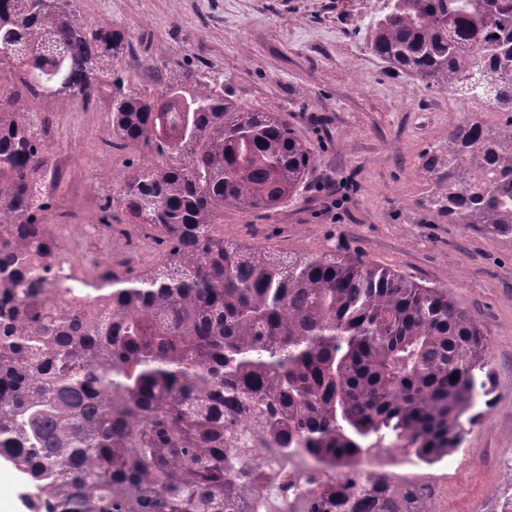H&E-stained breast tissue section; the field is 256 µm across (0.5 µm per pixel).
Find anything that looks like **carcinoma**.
Wrapping results in <instances>:
<instances>
[{"label":"carcinoma","instance_id":"obj_1","mask_svg":"<svg viewBox=\"0 0 512 512\" xmlns=\"http://www.w3.org/2000/svg\"><path fill=\"white\" fill-rule=\"evenodd\" d=\"M73 0H0V459L31 512H251L262 448L345 474L311 512H431L358 466L373 448L433 465L490 407L486 337L448 289L334 252L224 240V210L295 197L313 151L279 113L212 80L135 91L129 34ZM370 50L506 120L448 123L422 204L512 234V0H387ZM110 97L114 149L141 148L108 197L160 246L132 270L56 260L58 183L31 107Z\"/></svg>","mask_w":512,"mask_h":512}]
</instances>
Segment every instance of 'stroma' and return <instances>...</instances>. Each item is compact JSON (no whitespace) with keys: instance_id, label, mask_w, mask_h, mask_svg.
Here are the masks:
<instances>
[{"instance_id":"obj_1","label":"stroma","mask_w":512,"mask_h":512,"mask_svg":"<svg viewBox=\"0 0 512 512\" xmlns=\"http://www.w3.org/2000/svg\"><path fill=\"white\" fill-rule=\"evenodd\" d=\"M384 0H75L87 23L128 30L121 66L150 95L170 78L215 75L238 105L272 109L315 154L298 195L268 212L224 213L225 240L288 255L336 251L448 289L486 333L492 403L460 449L430 466L448 493L432 512H493L512 501V235L452 224L425 210L421 155L444 142L457 113L484 106L425 87L369 49V20ZM110 103L60 99L49 119L50 155L66 168L51 193L61 241L79 237L106 256L121 225L98 223L143 153L109 142Z\"/></svg>"}]
</instances>
